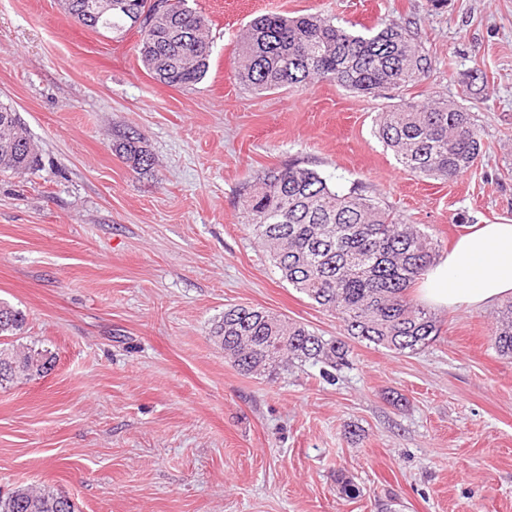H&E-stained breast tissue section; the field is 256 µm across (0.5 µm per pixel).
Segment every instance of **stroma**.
Instances as JSON below:
<instances>
[{
    "label": "stroma",
    "instance_id": "35a3bbf8",
    "mask_svg": "<svg viewBox=\"0 0 512 512\" xmlns=\"http://www.w3.org/2000/svg\"><path fill=\"white\" fill-rule=\"evenodd\" d=\"M210 67L174 88L144 69L137 31L113 38L59 0H0V103L41 152L0 172V300L16 344L51 370L0 387V493L47 486L76 512H512V358L494 307L435 309L416 354L352 343V363L246 375L211 334L227 306L325 337L336 316L282 281L243 223L244 184L292 161L378 197L449 250L512 219V0H188ZM331 17L369 35L410 23L434 60L380 96L323 79L255 92L235 77L264 13ZM455 101L483 153L458 179L422 178L378 138L381 112ZM136 132L155 160L115 146ZM359 488L339 494L338 473ZM141 142L142 137L140 134L132 132L131 135L124 136L122 141L116 144L115 150L120 156L131 161L135 169L139 168L140 170L147 171L152 168L153 161L149 153L139 145ZM25 325V315L19 309L0 301V338L15 336ZM490 343L501 356L512 357V301L502 305L494 316Z\"/></svg>",
    "mask_w": 512,
    "mask_h": 512
}]
</instances>
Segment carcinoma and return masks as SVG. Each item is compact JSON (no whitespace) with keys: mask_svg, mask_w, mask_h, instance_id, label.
<instances>
[{"mask_svg":"<svg viewBox=\"0 0 512 512\" xmlns=\"http://www.w3.org/2000/svg\"><path fill=\"white\" fill-rule=\"evenodd\" d=\"M64 0L66 13L98 31L140 33L143 67L162 84H197L209 69L208 19L187 0ZM433 70L432 57L407 24L392 22L377 33L354 35L334 19L311 14H264L241 40L236 78L256 91L304 88L334 79L362 93L412 87ZM377 133L398 163L420 176L454 180L470 171L481 138L468 112L439 98L404 102L380 114ZM137 133L115 151L149 170L152 157ZM40 164L37 145L21 116L0 104V170L24 174ZM245 226L264 247L281 278L315 304L336 314L341 337L325 338L308 326L245 305L224 309L213 337L245 374H272L294 364L327 368L349 364V340L416 354L440 335L439 321L410 297V290L439 256V244L416 224L397 218L357 188L329 185L317 171L296 163L271 168L244 187ZM490 343L512 357V301L494 316ZM25 315L0 301V338L15 336ZM47 349L0 347V386L51 369ZM0 512H75L66 497L45 487L18 486L0 496Z\"/></svg>","mask_w":512,"mask_h":512,"instance_id":"carcinoma-1","label":"carcinoma"}]
</instances>
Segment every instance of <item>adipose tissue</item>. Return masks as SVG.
Wrapping results in <instances>:
<instances>
[{
	"label": "adipose tissue",
	"instance_id": "1",
	"mask_svg": "<svg viewBox=\"0 0 512 512\" xmlns=\"http://www.w3.org/2000/svg\"><path fill=\"white\" fill-rule=\"evenodd\" d=\"M512 296V221L474 225L427 271L422 297L440 308H481Z\"/></svg>",
	"mask_w": 512,
	"mask_h": 512
}]
</instances>
